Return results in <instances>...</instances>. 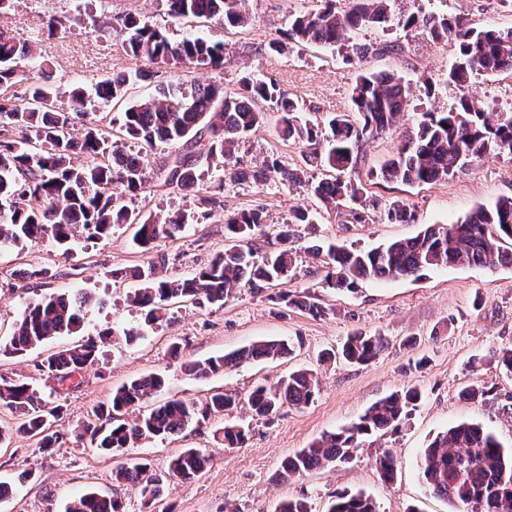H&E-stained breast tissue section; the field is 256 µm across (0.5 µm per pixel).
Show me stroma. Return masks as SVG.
<instances>
[{
    "label": "stroma",
    "instance_id": "obj_1",
    "mask_svg": "<svg viewBox=\"0 0 512 512\" xmlns=\"http://www.w3.org/2000/svg\"><path fill=\"white\" fill-rule=\"evenodd\" d=\"M133 3L170 38L186 34V27L167 17L162 0H17L0 15V27L36 47L41 65L27 73L28 83L64 89L80 82L88 87L116 71L133 75L148 69L145 58L127 50L124 31L96 24L98 18L122 13ZM316 6V0H249L251 24L246 32L212 27L210 37L224 43L225 85H234L242 72L251 70L277 78L306 108L320 114L347 111L354 71L341 56L315 45H291L278 53L268 49L271 39L286 32L291 14ZM392 9L397 14L443 12L467 18L477 27H512V0H394ZM52 15L66 18L65 32L49 35L45 21ZM354 40L402 46L398 53L368 56L364 66L375 73L403 76L412 86L416 111L393 131L362 146L358 172L373 196L385 202L404 201L415 212L416 222L359 224L346 213L325 210L310 188L323 177L322 170L313 167L308 170V185L290 189L275 182L262 186L231 182L215 167L206 169L198 191L188 194L153 184L130 200L131 208L160 217L177 210L195 215L178 238L156 243L154 252L165 256L163 272L169 277L193 272L228 245L223 224L204 218L203 196L218 194L229 212L264 209L269 216L264 233L268 239L295 209L318 216L317 224L298 227L295 268L287 280L259 291L243 288L221 308L174 304L170 321L155 325L144 324L139 310L128 301L136 281L111 275L113 269H130L148 260L133 245L129 227H113L110 237L101 241H77L66 255L49 239L0 250V336L10 334L30 301L77 290L98 301L85 316L84 336L112 326L141 329L133 344H104L98 364L84 373L80 387L62 395L61 439L55 448L39 451L33 439L17 434L0 445V481L13 487L12 496L0 503V512H65L81 493L111 492L119 458L77 442L73 431L91 419L93 408L107 402L113 389L150 373L165 379L159 401L182 399L200 410L214 392H232L244 399L257 384H275L296 369H313L319 379L318 394L306 407L286 405L265 418L254 416L242 402L229 415L206 416L180 435L128 449L127 457L146 459L157 472L167 470L171 459L187 448L202 449L208 458L198 477L174 479L165 486L156 512H226L230 505L239 512H274L288 498L307 499L313 512H324L333 496L344 490L372 497L379 512H454L419 473L422 451L432 439L457 423L476 422L493 429L504 446L512 448V376L493 365L477 371L469 367L475 355L512 348V266L439 267L417 278L366 280L349 292L323 287V268L307 251L319 239L369 248L409 238L426 225L448 223L477 205L512 196V159L493 154L436 185L409 186L382 179L383 165L413 134L417 112L442 111L459 98V89L446 81L459 46L451 38L437 42L396 28L362 29ZM301 151L300 145L281 140L271 113L246 137L239 154L252 164L275 154L293 166L299 164ZM37 267L50 268L51 278H19V271ZM282 291L318 298L324 315L315 317L301 308L281 311L273 298ZM355 331L384 338L385 346L373 360L362 365L320 361L323 350L340 346ZM262 339H292L297 347L282 358L246 363L205 379L189 377L181 369L182 358L205 359ZM77 342V337L63 336L26 356L1 358L0 376L27 381L50 396L38 364ZM175 343L182 348V358L171 352ZM420 358L427 359L425 368H416ZM411 386L421 388L425 397L400 431L365 440L350 463L274 481L288 455L324 433L356 422L376 401ZM470 386L487 390L486 400L463 399L462 390ZM228 420L249 428L246 443L231 451L214 438L215 430ZM386 452L397 466V478L390 484L380 481L376 469L377 459Z\"/></svg>",
    "mask_w": 512,
    "mask_h": 512
}]
</instances>
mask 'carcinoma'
Returning <instances> with one entry per match:
<instances>
[{
    "label": "carcinoma",
    "instance_id": "carcinoma-1",
    "mask_svg": "<svg viewBox=\"0 0 512 512\" xmlns=\"http://www.w3.org/2000/svg\"><path fill=\"white\" fill-rule=\"evenodd\" d=\"M248 0H165L166 13L175 22L191 28L221 25L243 29L250 23ZM392 0H349L341 9L337 0H320L309 12L294 14L288 21V40L298 46L319 44L342 48L351 33L364 28L420 31L435 41L448 37L459 44V56L448 69V82L466 89L474 75H495L512 71V28H478L444 13L393 16ZM116 25L128 34L129 50L146 58L162 73H176V80L148 98H127L129 78L123 72L95 85L98 98L120 108L119 134L108 127L88 126L76 132L88 114V97L79 85L62 94L44 86H29L22 107L12 98L0 96V246L50 237L60 246L73 240L109 237L112 227L129 224L133 242L142 252H153L162 237L173 238L195 220L186 211H174L163 218L141 214L119 204L135 197L155 182L174 192H191L201 180L204 165L223 167L232 182L261 186L277 181L286 188L307 183L306 167L334 172L312 186L325 208L349 209V215L365 224L372 215L391 224H411L415 214L401 200L383 203L369 194L366 186L343 174L353 172L360 162L362 144L370 137L396 127L410 106L411 89L394 73L375 74L364 68L370 55L400 52L402 46L373 47L354 43L343 61L355 76L350 87L349 112L325 120H303L295 101L272 77L242 74L234 87H224L219 74L224 69V43L201 35L172 41L158 27L147 24L134 12L115 17ZM36 60L29 41L0 29V86L22 83L24 68ZM208 69L218 78L207 84L188 79L186 69ZM278 113L280 136L305 147L303 163L294 167L268 156L250 165L238 155L242 139L264 123L266 114ZM139 145L133 153L128 145ZM163 144L174 149L169 158L178 165L155 167L150 151ZM512 157V115L485 111L475 98L464 93L447 110L421 113L416 132L398 147L385 163L381 176L404 185L445 183L458 170L488 153ZM209 217L224 223L230 245L224 253L188 276L171 278L159 272L165 264L152 259L129 273L118 269L112 277L131 276L141 282L132 306L144 311L145 321L157 323L168 317L175 302L200 300L222 307L245 285L261 286L288 279L294 267V225L313 224L315 217L303 211L278 227L279 248L264 249L254 235L268 224L263 209L224 214L215 195L202 198ZM312 257L326 268L327 288L353 290L366 279L399 278L441 266H476L495 269L512 265V197L480 205L448 224H430L411 238L393 240L369 250L316 245ZM92 298L85 294L48 295L31 302L13 333L0 337V356H22L58 336L80 334ZM276 304L288 309L302 308L314 316L324 308L311 296L278 295ZM119 336L132 343L137 330L114 329L89 337L84 342L50 354L40 364L54 391L74 387L73 378L98 362L101 345ZM384 341L379 336L356 332L342 347L343 358L352 363L373 359ZM291 352L289 343L268 339L253 342L231 353L205 360L186 358L183 372L193 378L224 373L245 362L282 357ZM497 362L512 373V350L493 354L489 360L474 359L476 371L483 363ZM164 379L149 374L112 391L108 402L93 410V419L77 434L89 439L91 447L119 455L138 443L182 433L195 419L194 405L168 400L129 418L137 407L162 391ZM318 379L311 370L301 369L274 385H260L247 398L258 417H271L288 404L297 408L313 401ZM422 393L413 387L395 392L370 406L359 421L338 432L327 433L284 459L277 478L285 481L321 467L350 462L355 448L366 437L397 432L420 401ZM0 404L15 413L16 433L36 439L38 449L48 451L59 442L52 425L62 418L63 406L44 399L33 385L0 377ZM239 404L237 396L217 392L210 397L205 413L224 414ZM224 448H239L247 439L246 429L228 424L219 430ZM207 463L205 454L188 448L175 456L164 473H151L141 461L121 465L116 480L141 499L143 512H153L164 485L171 478L191 480ZM382 481L390 483L396 474L392 455L376 461ZM420 470L432 492L448 499L457 512H512V451L505 452L497 436L479 424L463 422L438 434L423 450ZM66 512H123L118 493L87 491L74 498ZM275 512H312L304 499L279 502ZM328 512H378L376 502L362 493L338 492Z\"/></svg>",
    "mask_w": 512,
    "mask_h": 512
}]
</instances>
